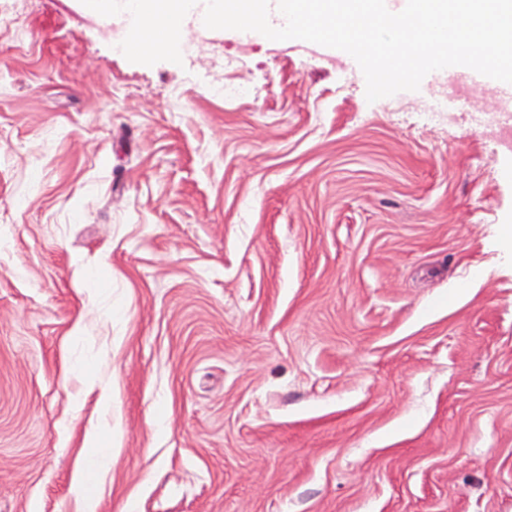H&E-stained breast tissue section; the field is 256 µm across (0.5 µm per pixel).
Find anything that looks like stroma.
Here are the masks:
<instances>
[{
	"instance_id": "stroma-1",
	"label": "stroma",
	"mask_w": 512,
	"mask_h": 512,
	"mask_svg": "<svg viewBox=\"0 0 512 512\" xmlns=\"http://www.w3.org/2000/svg\"><path fill=\"white\" fill-rule=\"evenodd\" d=\"M127 33L0 0V512H512V98Z\"/></svg>"
}]
</instances>
